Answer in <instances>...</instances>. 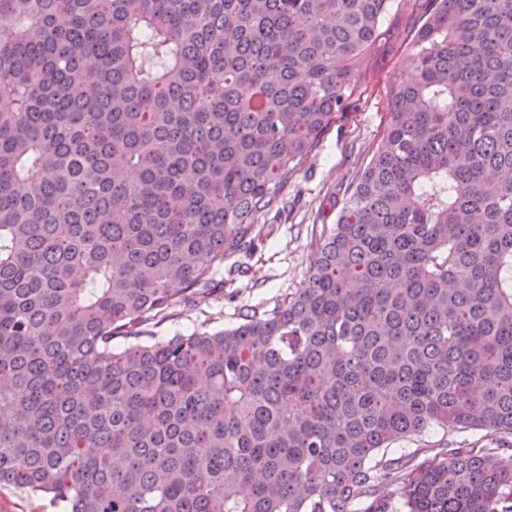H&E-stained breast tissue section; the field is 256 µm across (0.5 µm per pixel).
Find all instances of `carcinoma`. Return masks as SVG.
I'll use <instances>...</instances> for the list:
<instances>
[{
	"label": "carcinoma",
	"mask_w": 512,
	"mask_h": 512,
	"mask_svg": "<svg viewBox=\"0 0 512 512\" xmlns=\"http://www.w3.org/2000/svg\"><path fill=\"white\" fill-rule=\"evenodd\" d=\"M389 2L0 0V485L60 512H512V0H415V77L304 288L153 331L254 246ZM433 423L502 438L382 454Z\"/></svg>",
	"instance_id": "obj_1"
}]
</instances>
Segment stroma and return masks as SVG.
I'll list each match as a JSON object with an SVG mask.
<instances>
[{
    "label": "stroma",
    "mask_w": 512,
    "mask_h": 512,
    "mask_svg": "<svg viewBox=\"0 0 512 512\" xmlns=\"http://www.w3.org/2000/svg\"><path fill=\"white\" fill-rule=\"evenodd\" d=\"M415 19L409 0H393L381 37L354 73L351 108L322 134L316 148L289 176L277 201L256 216L263 231L255 249L225 260L223 293L186 308L156 328V335L232 328L243 311L273 309L305 286L322 235L336 222L352 186L382 141L393 88L415 73ZM498 438V433L486 430L449 432L432 426L391 444L387 452L399 456L450 440L492 444Z\"/></svg>",
    "instance_id": "35a3bbf8"
}]
</instances>
